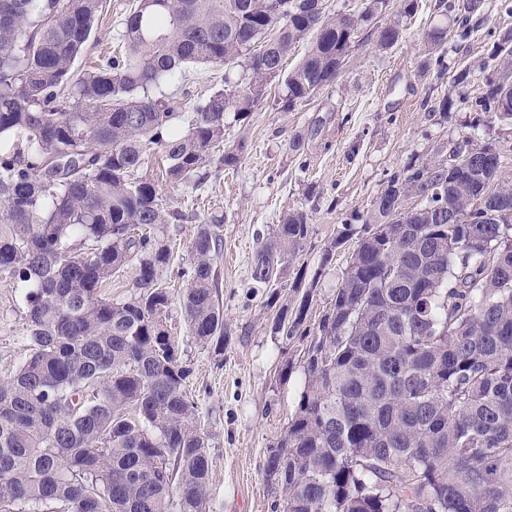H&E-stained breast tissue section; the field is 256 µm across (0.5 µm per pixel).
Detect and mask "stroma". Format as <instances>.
I'll return each instance as SVG.
<instances>
[{
	"instance_id": "1",
	"label": "stroma",
	"mask_w": 512,
	"mask_h": 512,
	"mask_svg": "<svg viewBox=\"0 0 512 512\" xmlns=\"http://www.w3.org/2000/svg\"><path fill=\"white\" fill-rule=\"evenodd\" d=\"M133 0H107L97 29L78 62L89 69L114 52ZM462 0H419L417 13L404 19L401 42L386 50L366 46L355 50L335 84L311 100L286 109V89L270 83L262 105L245 121H228L225 149H239L235 166H207L199 187H163L174 217L159 230L174 247L173 260L163 274L166 287L179 291L180 275L188 266L187 245L197 224L218 217L224 255L218 256L219 300L228 336L224 354L212 356L192 339L180 304H172L167 325L192 374L189 394L199 405L198 417L209 436L212 482L209 512H273L280 497L264 476L266 452L284 433L294 413L305 376L299 364L302 341L285 340L272 328L275 307L297 305L294 280L311 286L308 321L328 309L353 249H337L333 262L321 267L323 250L344 220L370 212L386 178L410 159H443L449 145L471 140L496 143L501 171L512 176V125L490 112L475 113L471 101L481 96L486 78L500 68L490 33L512 28V14L500 0H483L469 36L455 21ZM448 26L444 45L448 69L444 76L421 75L426 59L425 35L433 25ZM474 74L454 84L458 71ZM223 69L190 67L163 82L158 91L183 103H196L223 89ZM450 96L453 107L431 112L427 100ZM302 137L304 147L292 152L289 142ZM307 212L311 233L290 263L276 291L250 278L252 255L282 214ZM27 285L10 271H0V380L12 376L27 354ZM294 366L281 376L285 360Z\"/></svg>"
}]
</instances>
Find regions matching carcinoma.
I'll use <instances>...</instances> for the list:
<instances>
[{
    "mask_svg": "<svg viewBox=\"0 0 512 512\" xmlns=\"http://www.w3.org/2000/svg\"><path fill=\"white\" fill-rule=\"evenodd\" d=\"M416 2L386 20L392 0H364L356 16L324 0H138L124 52L76 79L103 0H0V270L31 285L29 353L0 381V512H206L208 435L161 279L172 250L157 232L173 213L133 173L153 145L172 188L199 185L227 114L247 119L278 77L288 108L308 101L361 30L379 49L398 44ZM446 37L426 34L438 75ZM496 52L502 74L471 108L512 123L511 28ZM199 64L224 67V89L177 127L181 104L151 87ZM475 151L464 167L415 159L390 175L361 227L342 224L323 251L324 267L355 239L320 319L305 325L308 291L276 313L274 332L306 341L305 387L264 464L283 512H512V220L475 206L490 189L512 207V177L495 144ZM309 234L307 213L284 214L252 281L279 283ZM220 242L214 221L197 225L181 272L191 338L217 357ZM125 267L131 298H102Z\"/></svg>",
    "mask_w": 512,
    "mask_h": 512,
    "instance_id": "carcinoma-1",
    "label": "carcinoma"
}]
</instances>
